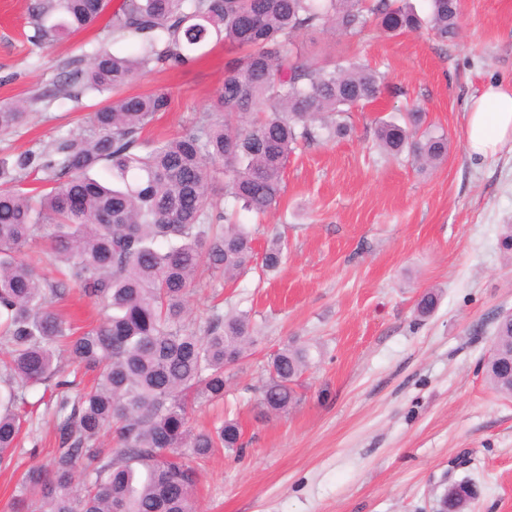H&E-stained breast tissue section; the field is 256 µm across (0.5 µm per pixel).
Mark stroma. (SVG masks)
<instances>
[{"label": "stroma", "mask_w": 512, "mask_h": 512, "mask_svg": "<svg viewBox=\"0 0 512 512\" xmlns=\"http://www.w3.org/2000/svg\"><path fill=\"white\" fill-rule=\"evenodd\" d=\"M29 0H0V104L29 105L26 123L0 137V152L38 149L78 130L95 101L39 102L63 62L111 44L103 25L50 47L29 32ZM461 34L354 37L302 32L304 55H347L386 76L388 88L352 112L350 136L296 150L276 209L259 223L256 251L280 239L272 273L206 276L191 292L185 324L202 331L212 307L247 313L254 343L227 369L223 402L194 406L195 429L218 418L242 427L241 453L215 455L195 496L197 512H437L451 484L467 480L470 512H512V399L484 378L497 313L512 311V264L501 246L512 224V142L490 157L469 154V99L492 83L512 84V0H460ZM233 52L210 45L193 65L139 77L124 92L161 90L170 106L145 135L168 138L211 111ZM418 106L448 136V156L422 170L388 160L376 120ZM438 291L419 318L421 295ZM308 345L303 399L265 418L258 406L270 357L289 342ZM53 389L26 391L33 425L23 428L11 467L0 469V512L22 476L55 448Z\"/></svg>", "instance_id": "1"}]
</instances>
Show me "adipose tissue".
Segmentation results:
<instances>
[{
  "label": "adipose tissue",
  "mask_w": 512,
  "mask_h": 512,
  "mask_svg": "<svg viewBox=\"0 0 512 512\" xmlns=\"http://www.w3.org/2000/svg\"><path fill=\"white\" fill-rule=\"evenodd\" d=\"M465 140L471 154L483 157L512 141V87L492 84L470 99Z\"/></svg>",
  "instance_id": "1"
}]
</instances>
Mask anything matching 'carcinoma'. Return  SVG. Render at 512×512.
Segmentation results:
<instances>
[{
  "label": "carcinoma",
  "instance_id": "obj_1",
  "mask_svg": "<svg viewBox=\"0 0 512 512\" xmlns=\"http://www.w3.org/2000/svg\"><path fill=\"white\" fill-rule=\"evenodd\" d=\"M428 2L422 18L402 0H123L109 27L137 51L98 46L87 68L63 72L43 95L106 99L87 128L0 154V468L13 463L28 421L24 392L51 381L58 445L47 466L24 475L12 512L35 501L41 512H196L199 468L242 442L233 420L194 431L192 405L224 398L226 370L252 336L248 315L217 307L204 334L188 329L187 297L205 270L234 278L280 265L281 242L256 253L257 229L236 215L275 208L298 146L347 137L350 112L385 89V76L359 60H302L296 38L317 29L353 37L373 23L387 34L426 28L454 40L459 0ZM109 4L31 0L28 40L51 45L88 30ZM221 41L241 55L228 62L213 111L176 137L145 138L169 96H124L123 88L158 68L187 67ZM26 109L0 105V136L25 123ZM374 136L392 159L406 153L436 165L448 154L447 135L424 126L418 109L401 124L379 120ZM43 265L61 278H46ZM71 285L101 307L81 333L56 307ZM494 348L486 378L511 397V323L495 328ZM310 361L306 345L272 355L259 400L265 414L301 401ZM473 494L467 481L450 486L439 512H466Z\"/></svg>",
  "mask_w": 512,
  "mask_h": 512
}]
</instances>
